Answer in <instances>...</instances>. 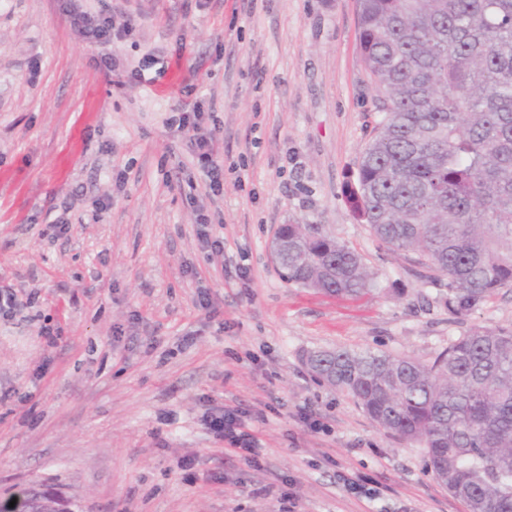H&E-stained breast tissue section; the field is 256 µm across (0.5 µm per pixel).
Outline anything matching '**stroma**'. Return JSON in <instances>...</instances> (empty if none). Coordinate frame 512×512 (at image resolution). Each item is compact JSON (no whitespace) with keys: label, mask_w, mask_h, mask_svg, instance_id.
<instances>
[{"label":"stroma","mask_w":512,"mask_h":512,"mask_svg":"<svg viewBox=\"0 0 512 512\" xmlns=\"http://www.w3.org/2000/svg\"><path fill=\"white\" fill-rule=\"evenodd\" d=\"M108 2L137 26L92 45L70 0H0V286L23 301L0 314V503L34 485L77 512H467L424 448L302 364L336 347L429 362L512 328V288L455 318L445 282L346 199L378 119L355 0ZM181 106L243 169L221 194L169 124ZM193 196L223 251L201 246ZM282 224L326 225L374 294L289 284ZM224 407L251 413L258 465L203 429Z\"/></svg>","instance_id":"35a3bbf8"}]
</instances>
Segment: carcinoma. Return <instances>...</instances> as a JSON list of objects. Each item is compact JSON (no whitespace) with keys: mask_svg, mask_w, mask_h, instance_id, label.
I'll return each instance as SVG.
<instances>
[{"mask_svg":"<svg viewBox=\"0 0 512 512\" xmlns=\"http://www.w3.org/2000/svg\"><path fill=\"white\" fill-rule=\"evenodd\" d=\"M381 119L347 200L425 281L448 278L466 316L512 288V0H356ZM284 278L337 299L372 292L363 257L323 224L276 232ZM319 382L426 450L467 512H512V328L467 331L432 362L315 349Z\"/></svg>","mask_w":512,"mask_h":512,"instance_id":"obj_1","label":"carcinoma"}]
</instances>
